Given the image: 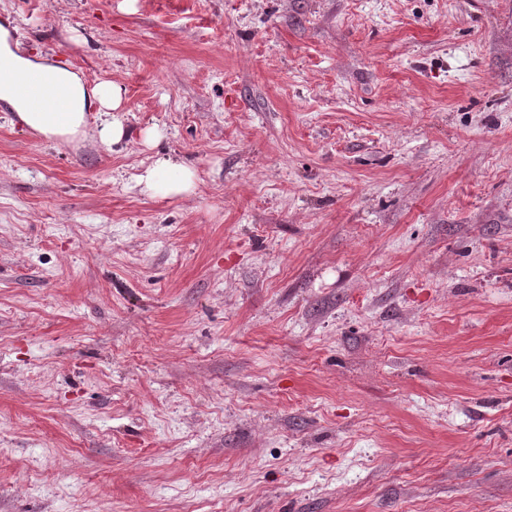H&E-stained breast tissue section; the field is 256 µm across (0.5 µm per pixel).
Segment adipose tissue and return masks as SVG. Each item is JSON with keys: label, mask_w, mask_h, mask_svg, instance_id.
Listing matches in <instances>:
<instances>
[{"label": "adipose tissue", "mask_w": 512, "mask_h": 512, "mask_svg": "<svg viewBox=\"0 0 512 512\" xmlns=\"http://www.w3.org/2000/svg\"><path fill=\"white\" fill-rule=\"evenodd\" d=\"M9 33L0 27V61L6 62L17 75L39 71L51 76L68 94L70 112L59 121L42 112H33L14 98L8 86L0 85V99L11 102L20 119L44 137L64 138L81 132L90 107H97L103 120L97 128L99 139L106 144L117 145L128 140L129 133L118 111L122 102V89L111 82H101L87 87L74 71L33 61L15 53L9 42ZM138 185L150 195L174 196L188 192L192 187L190 176L183 163L175 157L159 158L137 176Z\"/></svg>", "instance_id": "1"}]
</instances>
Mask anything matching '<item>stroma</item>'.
I'll use <instances>...</instances> for the list:
<instances>
[{
    "label": "stroma",
    "instance_id": "35a3bbf8",
    "mask_svg": "<svg viewBox=\"0 0 512 512\" xmlns=\"http://www.w3.org/2000/svg\"><path fill=\"white\" fill-rule=\"evenodd\" d=\"M0 26L131 131L0 111V512H512V0ZM143 192L150 195L174 196L192 187L190 175L183 163L173 156L161 157L136 177Z\"/></svg>",
    "mask_w": 512,
    "mask_h": 512
}]
</instances>
